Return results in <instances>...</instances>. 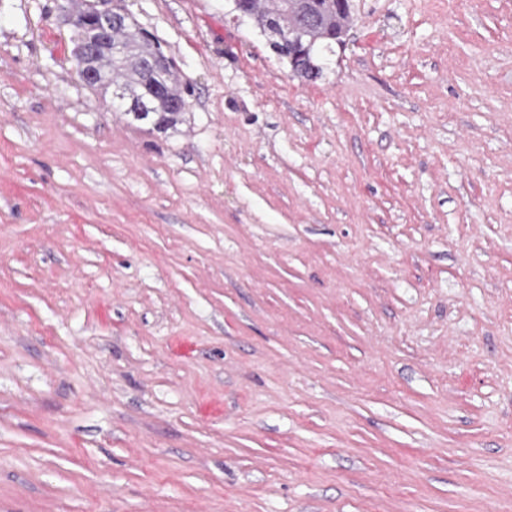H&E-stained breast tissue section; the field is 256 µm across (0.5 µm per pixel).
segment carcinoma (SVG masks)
<instances>
[{
	"mask_svg": "<svg viewBox=\"0 0 512 512\" xmlns=\"http://www.w3.org/2000/svg\"><path fill=\"white\" fill-rule=\"evenodd\" d=\"M248 14L262 33L266 31L269 17H275L281 29L291 33V52L297 58L343 42L354 22L351 3L339 0H309L307 3L276 0L271 8L249 0ZM114 40L123 48L122 61L112 64L123 79L121 86L134 101L147 102L149 109L145 116L137 112L129 116L134 121L148 123L158 133L175 128L182 121L187 105L176 63H171L158 80L148 83L145 72L150 58L163 53L161 45L128 15L123 27L115 32Z\"/></svg>",
	"mask_w": 512,
	"mask_h": 512,
	"instance_id": "cac0c4a2",
	"label": "carcinoma"
}]
</instances>
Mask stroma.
<instances>
[{"label":"stroma","instance_id":"obj_1","mask_svg":"<svg viewBox=\"0 0 512 512\" xmlns=\"http://www.w3.org/2000/svg\"><path fill=\"white\" fill-rule=\"evenodd\" d=\"M352 3L122 0L158 133L0 0V512H512V0ZM247 1L252 24L263 34L267 29L276 48L288 50L290 36L287 37L281 29L291 33L292 47L289 51L294 53L298 64L302 63L299 57L308 51L331 49L336 41L342 43L354 22L350 0H307L310 1L307 3H303L304 0H276L272 8L257 4L256 0ZM308 15L312 18L311 22L307 21ZM270 16L276 18L281 29L273 19L266 27ZM303 67L312 75L321 71V67L307 56H304Z\"/></svg>","mask_w":512,"mask_h":512}]
</instances>
